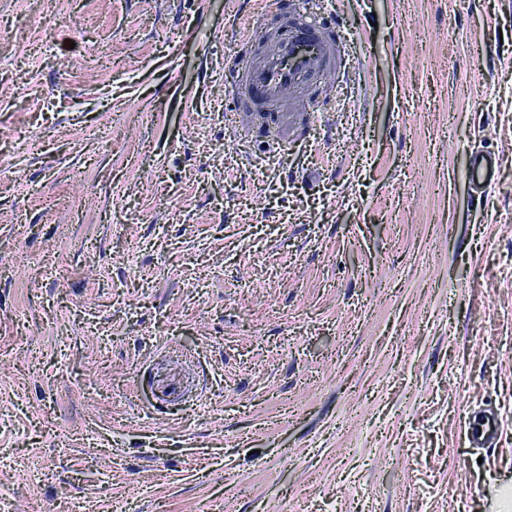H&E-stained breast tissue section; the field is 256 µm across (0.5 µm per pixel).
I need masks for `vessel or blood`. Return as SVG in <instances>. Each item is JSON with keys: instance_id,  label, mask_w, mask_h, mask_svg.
<instances>
[{"instance_id": "vessel-or-blood-1", "label": "vessel or blood", "mask_w": 512, "mask_h": 512, "mask_svg": "<svg viewBox=\"0 0 512 512\" xmlns=\"http://www.w3.org/2000/svg\"><path fill=\"white\" fill-rule=\"evenodd\" d=\"M265 22L249 34L248 43H268L259 58L236 57L225 72V80L240 112L267 113L278 121L281 113L307 114L302 99H314L320 80L344 69L346 29L329 23H308L302 8L288 6L286 0H268ZM499 157L491 151L470 155L467 179L472 193L482 194L495 181ZM503 431L500 415L486 410L468 424L470 443L498 440Z\"/></svg>"}]
</instances>
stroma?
<instances>
[{
  "instance_id": "obj_1",
  "label": "stroma",
  "mask_w": 512,
  "mask_h": 512,
  "mask_svg": "<svg viewBox=\"0 0 512 512\" xmlns=\"http://www.w3.org/2000/svg\"><path fill=\"white\" fill-rule=\"evenodd\" d=\"M323 7L353 64L272 128L224 82L266 0H0L11 512H502L512 0ZM499 165V156L495 152L481 151L469 156L467 179L469 188L474 194L485 193L495 181ZM503 431L500 415L492 410H484L473 417L468 423L469 441L474 444H483L497 441Z\"/></svg>"
}]
</instances>
